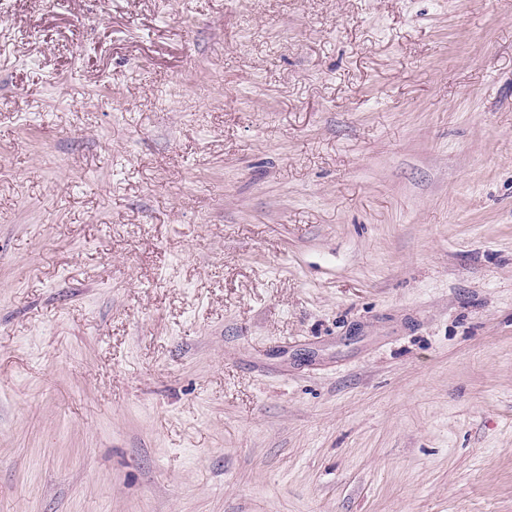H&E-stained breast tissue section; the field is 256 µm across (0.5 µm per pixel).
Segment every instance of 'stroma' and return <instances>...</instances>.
<instances>
[{
  "label": "stroma",
  "mask_w": 512,
  "mask_h": 512,
  "mask_svg": "<svg viewBox=\"0 0 512 512\" xmlns=\"http://www.w3.org/2000/svg\"><path fill=\"white\" fill-rule=\"evenodd\" d=\"M0 512H512V0H0Z\"/></svg>",
  "instance_id": "1"
}]
</instances>
